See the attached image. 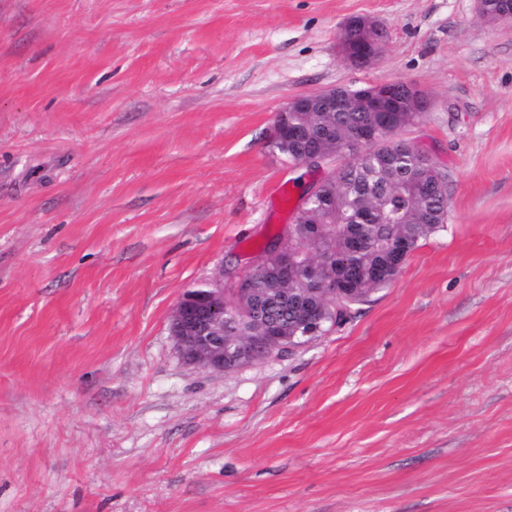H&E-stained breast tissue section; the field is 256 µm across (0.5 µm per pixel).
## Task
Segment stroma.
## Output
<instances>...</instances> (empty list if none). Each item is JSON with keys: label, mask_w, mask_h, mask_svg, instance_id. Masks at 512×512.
<instances>
[{"label": "stroma", "mask_w": 512, "mask_h": 512, "mask_svg": "<svg viewBox=\"0 0 512 512\" xmlns=\"http://www.w3.org/2000/svg\"><path fill=\"white\" fill-rule=\"evenodd\" d=\"M354 15L387 30L355 69ZM406 81L448 221L304 348L179 358L321 174L296 96ZM0 512H512V23L476 0H0ZM383 23L369 17L349 18L343 27L338 46L342 59L353 68L372 66L385 44Z\"/></svg>", "instance_id": "35a3bbf8"}]
</instances>
